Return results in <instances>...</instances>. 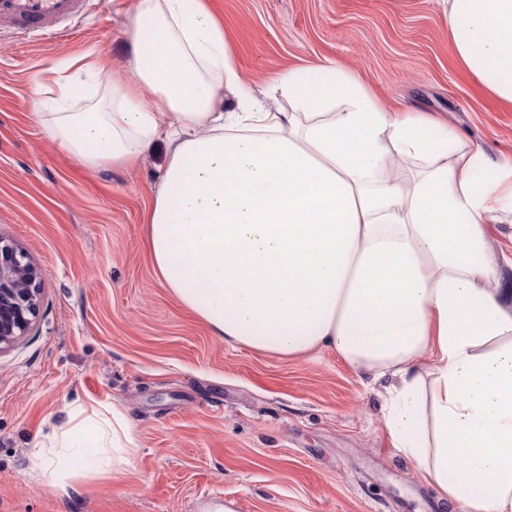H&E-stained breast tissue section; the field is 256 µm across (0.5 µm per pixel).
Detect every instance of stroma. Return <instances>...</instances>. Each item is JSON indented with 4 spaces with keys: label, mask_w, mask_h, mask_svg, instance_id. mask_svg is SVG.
Segmentation results:
<instances>
[{
    "label": "stroma",
    "mask_w": 512,
    "mask_h": 512,
    "mask_svg": "<svg viewBox=\"0 0 512 512\" xmlns=\"http://www.w3.org/2000/svg\"><path fill=\"white\" fill-rule=\"evenodd\" d=\"M256 91L329 62L391 110L435 115L512 167V106L463 70L446 0H207ZM122 14L101 0L69 40L0 33V236L42 272L35 328L0 356V512H440L436 489L385 427L389 379L336 351L284 357L229 344L160 285L143 216L165 160L92 170L43 133L41 71L90 56L131 76ZM91 399L140 440L116 484L61 492L31 474L49 421Z\"/></svg>",
    "instance_id": "stroma-1"
}]
</instances>
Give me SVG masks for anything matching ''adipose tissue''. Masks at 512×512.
Returning <instances> with one entry per match:
<instances>
[{
	"instance_id": "adipose-tissue-1",
	"label": "adipose tissue",
	"mask_w": 512,
	"mask_h": 512,
	"mask_svg": "<svg viewBox=\"0 0 512 512\" xmlns=\"http://www.w3.org/2000/svg\"><path fill=\"white\" fill-rule=\"evenodd\" d=\"M448 35L461 67L512 104V0H448ZM127 36L131 79L49 111L51 93L73 99L103 76L85 56L39 81L31 106L89 168L166 145L146 216L160 284L225 342L330 348L397 377L395 448L455 512H512V289L489 243L512 215V169L437 117L385 110L333 64L282 72L288 106H266L204 0H134ZM138 448L124 412L94 400L52 426L34 471L60 489L115 481Z\"/></svg>"
}]
</instances>
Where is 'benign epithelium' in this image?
<instances>
[{
  "mask_svg": "<svg viewBox=\"0 0 512 512\" xmlns=\"http://www.w3.org/2000/svg\"><path fill=\"white\" fill-rule=\"evenodd\" d=\"M41 292V272L27 251L0 236V354L31 330Z\"/></svg>",
  "mask_w": 512,
  "mask_h": 512,
  "instance_id": "7a95c632",
  "label": "benign epithelium"
}]
</instances>
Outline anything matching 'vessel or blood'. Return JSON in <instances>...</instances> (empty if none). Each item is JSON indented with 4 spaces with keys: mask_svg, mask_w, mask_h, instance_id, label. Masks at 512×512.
<instances>
[{
    "mask_svg": "<svg viewBox=\"0 0 512 512\" xmlns=\"http://www.w3.org/2000/svg\"><path fill=\"white\" fill-rule=\"evenodd\" d=\"M90 0H0V30L27 42L64 38L88 12Z\"/></svg>",
    "mask_w": 512,
    "mask_h": 512,
    "instance_id": "vessel-or-blood-1",
    "label": "vessel or blood"
}]
</instances>
